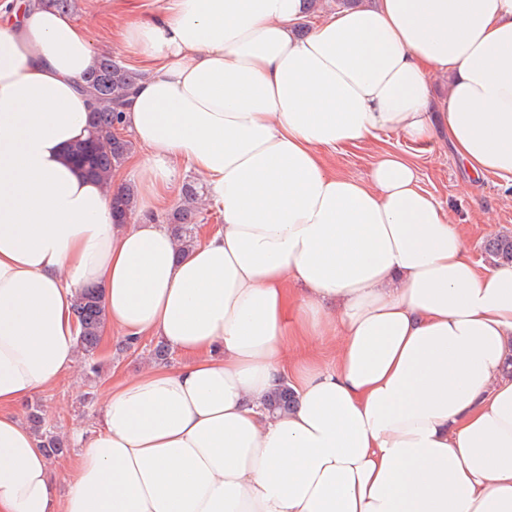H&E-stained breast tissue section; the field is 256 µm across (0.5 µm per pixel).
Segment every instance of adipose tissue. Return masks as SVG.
<instances>
[{"label": "adipose tissue", "mask_w": 512, "mask_h": 512, "mask_svg": "<svg viewBox=\"0 0 512 512\" xmlns=\"http://www.w3.org/2000/svg\"><path fill=\"white\" fill-rule=\"evenodd\" d=\"M305 16L162 0L118 28L145 71L121 125L146 154L140 218L117 224L67 158L94 104L87 31L0 0V512H512V267L469 255L398 152L362 179L324 162L443 131L512 187V0H363L301 37ZM183 163L223 222L179 257L156 213ZM86 287L104 339L181 360L113 380L60 495L15 407L73 369ZM330 330L321 366L305 345ZM282 383L296 403L269 413ZM308 348L324 363H330L335 359L341 348L339 336H323L308 342Z\"/></svg>", "instance_id": "1"}]
</instances>
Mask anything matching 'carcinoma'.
<instances>
[{
    "instance_id": "cac0c4a2",
    "label": "carcinoma",
    "mask_w": 512,
    "mask_h": 512,
    "mask_svg": "<svg viewBox=\"0 0 512 512\" xmlns=\"http://www.w3.org/2000/svg\"><path fill=\"white\" fill-rule=\"evenodd\" d=\"M141 77V73L109 56L101 57L97 67L84 77L85 89L94 98L96 107L89 125V136L70 147L69 158L85 174L105 182L110 181L133 150L132 141L117 136L114 128L120 125L129 91ZM197 199L196 187H185L181 203L167 216L168 227L182 246L193 244L197 238ZM132 206L130 190L121 189L112 194V212L117 221H127ZM483 252L495 264L511 265L512 235H497L486 240ZM75 313L81 326L79 346L85 368L90 373H96V356L104 324V308L98 289L85 288L78 293ZM294 402V394L284 385L275 388L266 400L270 409L280 412L288 411ZM28 421L39 432L49 457L57 458L69 452V443L47 428L46 419L38 408L30 409Z\"/></svg>"
}]
</instances>
